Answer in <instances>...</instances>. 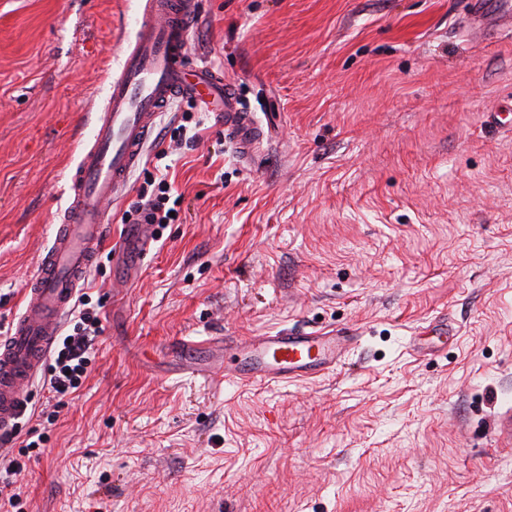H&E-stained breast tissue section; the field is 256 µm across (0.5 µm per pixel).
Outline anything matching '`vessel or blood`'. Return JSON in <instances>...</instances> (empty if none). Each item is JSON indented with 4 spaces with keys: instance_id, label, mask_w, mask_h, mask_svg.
I'll return each instance as SVG.
<instances>
[{
    "instance_id": "b4317fda",
    "label": "vessel or blood",
    "mask_w": 512,
    "mask_h": 512,
    "mask_svg": "<svg viewBox=\"0 0 512 512\" xmlns=\"http://www.w3.org/2000/svg\"><path fill=\"white\" fill-rule=\"evenodd\" d=\"M485 3H469L466 21L475 37H483L490 18L512 28V0H495L491 12ZM197 18L198 0H143L130 20L135 37L121 47L122 68L111 79L104 110L90 124L91 144L81 152L68 207L28 284L30 300L8 334L0 336V439L14 431L24 413L27 389L41 372L107 234L104 206L120 195L138 166L159 113L176 100L217 113L243 156L251 154L260 137L223 71L190 62L188 37ZM151 240L150 225H130L119 254L146 256ZM212 342L220 348L212 375L236 384H286L335 372L354 339L280 329L216 336Z\"/></svg>"
}]
</instances>
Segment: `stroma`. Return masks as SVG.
<instances>
[{"instance_id":"1","label":"stroma","mask_w":512,"mask_h":512,"mask_svg":"<svg viewBox=\"0 0 512 512\" xmlns=\"http://www.w3.org/2000/svg\"><path fill=\"white\" fill-rule=\"evenodd\" d=\"M467 2L199 0L188 51L264 138L245 159L201 106L159 114L82 286L104 327L88 376L59 406L40 375L0 447L40 442L23 512H512V131L486 120L512 101V31L473 39ZM140 5L0 0V323ZM162 163L179 218L119 282L124 216ZM282 328L361 340L281 385L220 386L168 351Z\"/></svg>"}]
</instances>
